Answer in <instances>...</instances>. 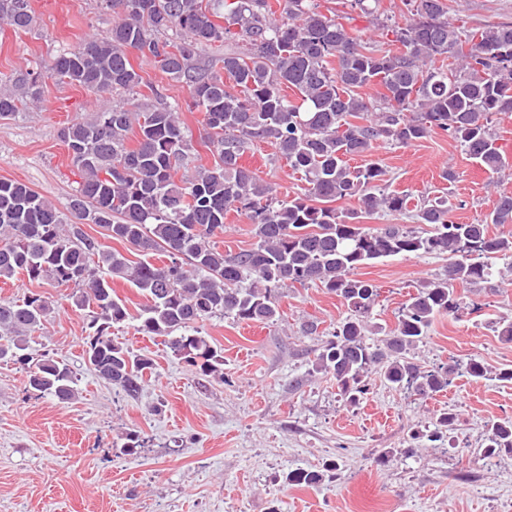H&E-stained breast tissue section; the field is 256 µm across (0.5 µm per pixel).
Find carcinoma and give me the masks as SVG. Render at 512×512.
<instances>
[{
    "label": "carcinoma",
    "instance_id": "cac0c4a2",
    "mask_svg": "<svg viewBox=\"0 0 512 512\" xmlns=\"http://www.w3.org/2000/svg\"><path fill=\"white\" fill-rule=\"evenodd\" d=\"M104 2L113 14L106 36L58 54L45 71L16 73L11 90H0V119L15 117L27 103H45L49 76L120 97L58 132L80 177L69 214L22 182L0 180V280L23 274L78 288L71 299L91 309L85 357L98 377L136 397L153 369L150 357L112 337V327L129 319L112 289L119 278L144 298L137 331L163 337L174 356L205 375H220L224 357L201 335L204 321H278L279 290L298 284L320 286L350 310L313 350L315 370L350 405L368 393L373 373L423 400L446 390L459 371L512 382V368L493 370L470 358L428 370L414 356L438 317L478 310L457 287L480 286L493 276L491 260L512 258V235L488 233L490 224H512V194L500 193L483 221L457 224L449 219L448 197L415 204L405 191H386L379 163L349 164L381 141L408 147L439 131L488 172L511 169L512 155L492 129L493 118L512 115L511 24L462 31L448 22L445 0H404L405 24L381 23L393 36L392 50L352 35L344 16L322 12L316 0H276L278 11L271 0ZM0 20L28 31L31 0H0ZM133 53L186 85L202 113L210 165H194L197 149L177 107L139 102L143 85L161 94L144 84ZM374 86L383 89L377 100L362 93ZM135 126L137 145L130 148L127 134ZM257 140L271 143L273 159L304 181L288 199L240 164ZM189 169L190 177L176 179ZM350 199L358 207L334 206ZM230 211L246 215L257 242L226 255L216 238ZM379 212L411 213L420 226L361 224ZM84 224L104 229L126 252L104 248ZM424 254L446 255L448 265L410 295L383 347L373 346L367 319L379 288L359 270L383 258ZM50 313L51 303L37 294L0 300V359L21 365L34 395L67 402L75 397L76 375L30 344ZM455 427L456 416L444 412L428 440L441 441ZM503 453L512 455L511 418L488 424L482 448L486 457ZM324 479L325 472L306 469L287 477L297 486Z\"/></svg>",
    "mask_w": 512,
    "mask_h": 512
}]
</instances>
